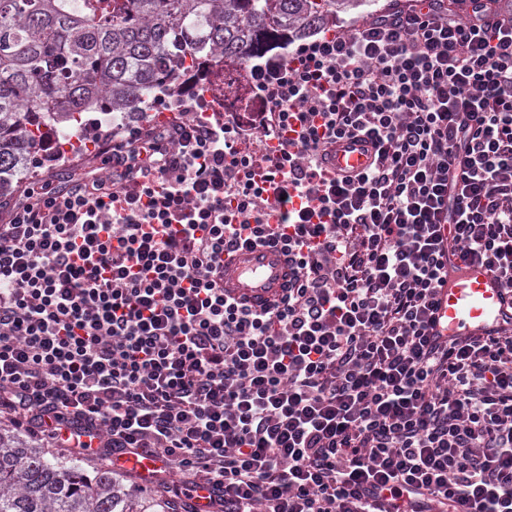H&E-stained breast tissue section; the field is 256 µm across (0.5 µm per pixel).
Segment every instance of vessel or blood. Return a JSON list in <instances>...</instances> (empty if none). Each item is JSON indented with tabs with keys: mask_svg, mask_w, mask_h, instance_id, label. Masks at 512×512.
<instances>
[{
	"mask_svg": "<svg viewBox=\"0 0 512 512\" xmlns=\"http://www.w3.org/2000/svg\"><path fill=\"white\" fill-rule=\"evenodd\" d=\"M363 144L346 140L331 150L332 171L367 166ZM224 286L235 297L260 307L277 299L288 282V266L280 250L244 246L224 259ZM436 335L451 339L483 336L512 328V292L483 266L463 262L458 251L448 253V277L439 294Z\"/></svg>",
	"mask_w": 512,
	"mask_h": 512,
	"instance_id": "obj_1",
	"label": "vessel or blood"
}]
</instances>
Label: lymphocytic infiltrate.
I'll return each mask as SVG.
<instances>
[{"label":"lymphocytic infiltrate","instance_id":"f902f5d3","mask_svg":"<svg viewBox=\"0 0 512 512\" xmlns=\"http://www.w3.org/2000/svg\"><path fill=\"white\" fill-rule=\"evenodd\" d=\"M377 13L249 68L262 109L85 128L0 221V420L145 453L222 512H512V331L433 338L444 240L512 291V8ZM374 149L331 175L337 141ZM276 223H269V215ZM274 245L284 296L224 293Z\"/></svg>","mask_w":512,"mask_h":512}]
</instances>
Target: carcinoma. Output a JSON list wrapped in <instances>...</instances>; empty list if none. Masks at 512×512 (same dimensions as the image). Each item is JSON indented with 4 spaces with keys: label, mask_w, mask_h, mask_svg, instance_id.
Masks as SVG:
<instances>
[{
    "label": "carcinoma",
    "mask_w": 512,
    "mask_h": 512,
    "mask_svg": "<svg viewBox=\"0 0 512 512\" xmlns=\"http://www.w3.org/2000/svg\"><path fill=\"white\" fill-rule=\"evenodd\" d=\"M364 0H0V195L46 127L140 111L202 72L224 84L275 46ZM0 512H176L112 473L46 457L0 428Z\"/></svg>",
    "instance_id": "obj_1"
}]
</instances>
